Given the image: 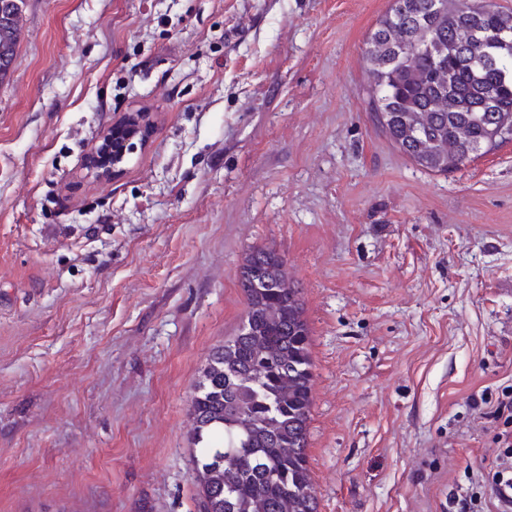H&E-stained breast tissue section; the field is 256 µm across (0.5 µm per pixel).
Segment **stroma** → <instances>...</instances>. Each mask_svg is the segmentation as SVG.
Masks as SVG:
<instances>
[{
  "label": "stroma",
  "instance_id": "1",
  "mask_svg": "<svg viewBox=\"0 0 512 512\" xmlns=\"http://www.w3.org/2000/svg\"><path fill=\"white\" fill-rule=\"evenodd\" d=\"M391 0H26L0 83V512H199L189 406L275 249L317 512H457L512 386V143L445 174L376 118ZM124 172L84 155L122 113ZM124 117L123 122L112 123V137L107 131L97 142L104 143L99 152H91V156L85 160L86 168L98 176L112 175L113 178L120 175L124 170L125 158L133 154L138 145L147 142L151 126L147 112H132ZM111 138L112 149L108 147Z\"/></svg>",
  "mask_w": 512,
  "mask_h": 512
}]
</instances>
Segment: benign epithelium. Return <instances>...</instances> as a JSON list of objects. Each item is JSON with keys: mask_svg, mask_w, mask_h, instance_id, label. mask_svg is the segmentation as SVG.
<instances>
[{"mask_svg": "<svg viewBox=\"0 0 512 512\" xmlns=\"http://www.w3.org/2000/svg\"><path fill=\"white\" fill-rule=\"evenodd\" d=\"M150 132L149 116L145 112H132L122 122L112 124V132L100 138L104 146L85 160L87 169L99 176H118L124 170L125 158L137 147L146 144Z\"/></svg>", "mask_w": 512, "mask_h": 512, "instance_id": "benign-epithelium-1", "label": "benign epithelium"}]
</instances>
